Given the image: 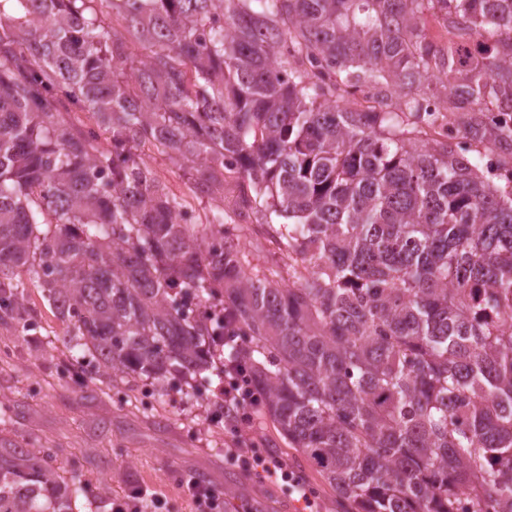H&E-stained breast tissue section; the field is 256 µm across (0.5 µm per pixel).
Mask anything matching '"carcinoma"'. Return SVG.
I'll use <instances>...</instances> for the list:
<instances>
[{
	"instance_id": "cac0c4a2",
	"label": "carcinoma",
	"mask_w": 512,
	"mask_h": 512,
	"mask_svg": "<svg viewBox=\"0 0 512 512\" xmlns=\"http://www.w3.org/2000/svg\"><path fill=\"white\" fill-rule=\"evenodd\" d=\"M121 15L116 32L96 9ZM0 0V321L22 332L25 270L66 347L112 387L224 377L233 314L264 409L336 490L339 512H512V0ZM451 30L492 42L440 46ZM142 45L128 51L127 38ZM451 85L456 127L411 89ZM404 91L342 104L366 82ZM91 112L110 133L74 128ZM215 202L199 233L141 148ZM261 215L302 270L246 264L224 223ZM65 448L0 438V512H81ZM67 118L75 126L85 129L92 128L96 130L98 134L99 144L102 147H107L109 142V133L105 131L103 128L97 127L91 112H87L85 110L80 109H72V111L68 114Z\"/></svg>"
}]
</instances>
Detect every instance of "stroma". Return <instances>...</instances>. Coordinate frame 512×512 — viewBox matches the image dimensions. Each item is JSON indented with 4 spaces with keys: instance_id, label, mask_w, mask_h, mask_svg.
Segmentation results:
<instances>
[{
    "instance_id": "stroma-1",
    "label": "stroma",
    "mask_w": 512,
    "mask_h": 512,
    "mask_svg": "<svg viewBox=\"0 0 512 512\" xmlns=\"http://www.w3.org/2000/svg\"><path fill=\"white\" fill-rule=\"evenodd\" d=\"M143 152L157 182L177 198L197 226L213 219L214 206L197 197L180 164L153 145ZM234 187L224 189V221L238 224L240 246L250 265L291 278L278 246L255 219L239 221ZM26 305L37 316L34 335L0 321V400L10 401L12 419L0 437L29 448H66L72 462L67 474L89 488L87 512H110L113 503L134 492L163 502L162 512H196L188 480L201 477L224 495V512H299L287 483H262L230 459V437L213 422V387L192 397L164 393L133 383L114 388L68 371L66 325L33 280H25ZM259 447L275 452L317 495L321 512H336V494L317 468L289 448L273 418H266Z\"/></svg>"
}]
</instances>
